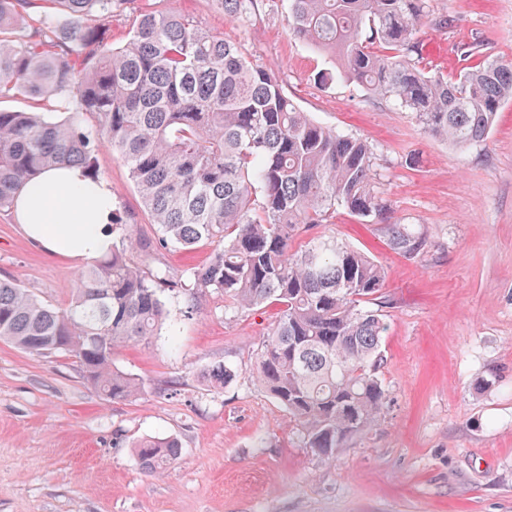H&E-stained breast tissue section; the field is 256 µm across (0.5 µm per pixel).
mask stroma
I'll use <instances>...</instances> for the list:
<instances>
[{"label":"stroma","mask_w":512,"mask_h":512,"mask_svg":"<svg viewBox=\"0 0 512 512\" xmlns=\"http://www.w3.org/2000/svg\"><path fill=\"white\" fill-rule=\"evenodd\" d=\"M156 7L236 39L300 109L368 141L378 195L394 220L426 235L424 257L408 259L390 250L379 219L340 208L320 227L385 268V413L320 460L249 372L276 307L229 311L212 291L193 311L183 290L168 291V319L150 342L114 352L115 368L144 385L129 401L106 400L68 354L0 341V512H512V102L485 142L455 149L385 100L317 85L327 59L294 39L282 0H257L242 25L208 0H136L112 16L113 43L126 41L139 9ZM417 38L423 65L448 76L464 47L512 58V0H432ZM96 167L116 222L150 244L134 260L188 281L211 245L157 248L124 164L103 146ZM81 267L0 211L1 279L63 308ZM218 364L235 370L230 385L201 380ZM146 437L177 438L180 459L145 473L131 445Z\"/></svg>","instance_id":"stroma-1"}]
</instances>
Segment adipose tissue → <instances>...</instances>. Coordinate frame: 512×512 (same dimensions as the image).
<instances>
[{
	"instance_id": "1",
	"label": "adipose tissue",
	"mask_w": 512,
	"mask_h": 512,
	"mask_svg": "<svg viewBox=\"0 0 512 512\" xmlns=\"http://www.w3.org/2000/svg\"><path fill=\"white\" fill-rule=\"evenodd\" d=\"M112 189L79 166L52 167L28 180L14 215L26 235L54 255L91 261L112 250Z\"/></svg>"
}]
</instances>
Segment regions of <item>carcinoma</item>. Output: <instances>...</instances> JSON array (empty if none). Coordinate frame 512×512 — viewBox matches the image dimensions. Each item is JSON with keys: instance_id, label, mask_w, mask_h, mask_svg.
<instances>
[{"instance_id": "1", "label": "carcinoma", "mask_w": 512, "mask_h": 512, "mask_svg": "<svg viewBox=\"0 0 512 512\" xmlns=\"http://www.w3.org/2000/svg\"><path fill=\"white\" fill-rule=\"evenodd\" d=\"M133 0H0V98L37 105L59 96L76 107L59 121L0 109V210L40 171L79 165L99 178L105 144L127 167L164 247L210 258L186 289L196 307L211 289L238 310H280L252 365L256 384L300 427L304 446L331 460L382 418L377 376L388 327L367 304L383 298V265L317 228L343 208L386 212L374 190V152L302 111L241 44L178 10L140 11L126 42L112 45L109 19ZM245 23L256 0H210ZM430 0H288L289 31L327 56L317 81H343L412 113L426 133L459 149L485 141L512 101V59L475 60L460 50L453 78L421 66L417 26ZM96 115L89 131L82 115ZM312 233L298 249L294 243ZM390 249L417 258L426 235L395 221ZM147 243L128 230L91 261L70 303L45 304L0 279V336L33 354L67 352L83 379L110 401L139 396L142 382L112 365L117 347L148 343L166 319L162 293L178 284L130 258ZM222 365L216 386L233 381ZM171 437L144 438L134 456L159 474L180 454Z\"/></svg>"}]
</instances>
